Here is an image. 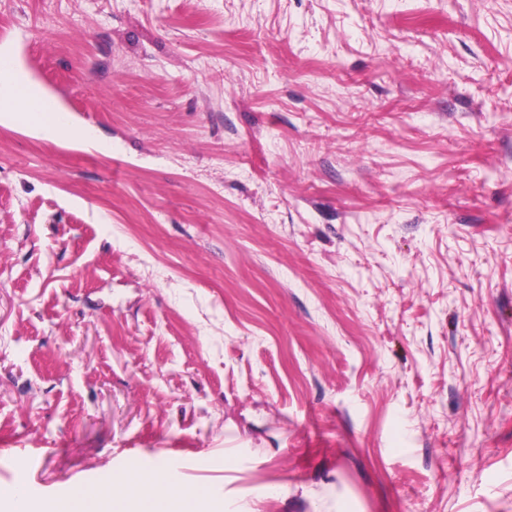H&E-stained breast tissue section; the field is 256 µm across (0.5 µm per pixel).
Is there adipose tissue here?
I'll use <instances>...</instances> for the list:
<instances>
[{
  "mask_svg": "<svg viewBox=\"0 0 512 512\" xmlns=\"http://www.w3.org/2000/svg\"><path fill=\"white\" fill-rule=\"evenodd\" d=\"M24 78L15 76L0 82V106L9 112L14 122L35 128L52 136L73 138L80 131L72 126L60 107L32 116L31 102L40 98ZM126 495L115 499L110 487L102 486L90 494L74 493L62 501L37 502L24 490L22 481L0 484V512H149L148 505L159 486H166L168 494L160 512H208L203 493L184 491L175 477L163 469L133 471L123 477Z\"/></svg>",
  "mask_w": 512,
  "mask_h": 512,
  "instance_id": "ef3b65f1",
  "label": "adipose tissue"
}]
</instances>
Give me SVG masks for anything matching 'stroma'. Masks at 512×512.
Segmentation results:
<instances>
[{"label":"stroma","instance_id":"35a3bbf8","mask_svg":"<svg viewBox=\"0 0 512 512\" xmlns=\"http://www.w3.org/2000/svg\"><path fill=\"white\" fill-rule=\"evenodd\" d=\"M1 55L90 137L0 115V484L512 512V0H0Z\"/></svg>","mask_w":512,"mask_h":512}]
</instances>
